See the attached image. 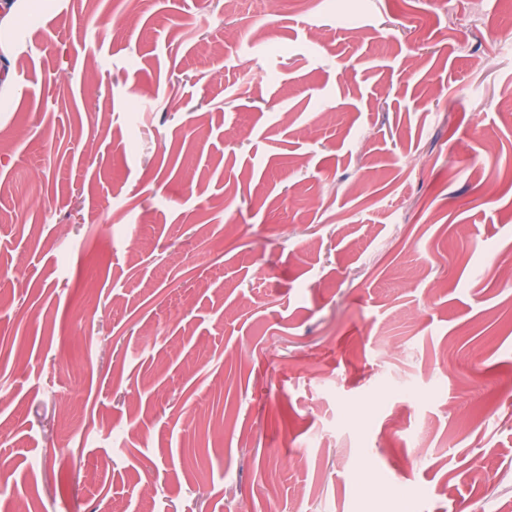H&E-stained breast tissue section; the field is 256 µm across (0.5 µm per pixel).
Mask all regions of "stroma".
Listing matches in <instances>:
<instances>
[{"mask_svg": "<svg viewBox=\"0 0 512 512\" xmlns=\"http://www.w3.org/2000/svg\"><path fill=\"white\" fill-rule=\"evenodd\" d=\"M276 2L19 13L0 512H512V0Z\"/></svg>", "mask_w": 512, "mask_h": 512, "instance_id": "1", "label": "stroma"}]
</instances>
